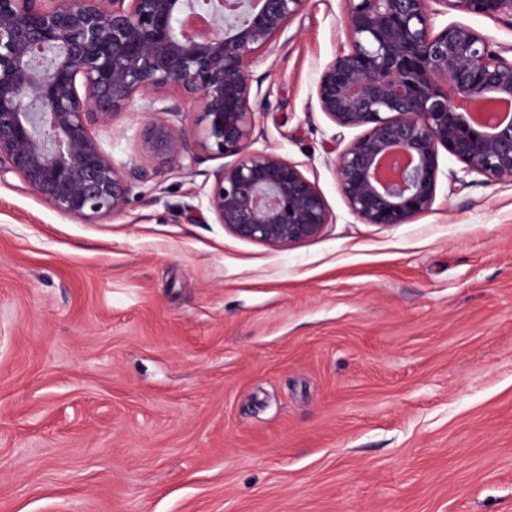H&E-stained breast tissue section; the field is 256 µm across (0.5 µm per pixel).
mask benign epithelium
Segmentation results:
<instances>
[{"label": "benign epithelium", "instance_id": "1", "mask_svg": "<svg viewBox=\"0 0 512 512\" xmlns=\"http://www.w3.org/2000/svg\"><path fill=\"white\" fill-rule=\"evenodd\" d=\"M309 2L0 0V172L93 223L123 213L156 158L191 168L229 157L207 194L218 223L281 250L319 238L332 223L322 193L299 164L255 147L252 109L254 59ZM343 2L347 46L314 93L335 126L362 130L337 162L351 214L389 228L429 212L442 150L467 172L512 180V117L464 107L512 103V60L464 23L435 24L451 12L512 19V0ZM189 15L208 19L207 40L185 33ZM183 97L199 105L188 131L168 119ZM137 98L157 119L118 168L91 126Z\"/></svg>", "mask_w": 512, "mask_h": 512}]
</instances>
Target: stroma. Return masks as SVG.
<instances>
[{
  "instance_id": "obj_1",
  "label": "stroma",
  "mask_w": 512,
  "mask_h": 512,
  "mask_svg": "<svg viewBox=\"0 0 512 512\" xmlns=\"http://www.w3.org/2000/svg\"><path fill=\"white\" fill-rule=\"evenodd\" d=\"M311 0L252 75L258 144L333 224L282 251L208 208L207 159L158 164L89 224L0 179V512H512V180L441 154L431 210L358 221L319 111L346 44ZM495 49L512 20L449 14ZM152 116L94 132L116 166Z\"/></svg>"
}]
</instances>
